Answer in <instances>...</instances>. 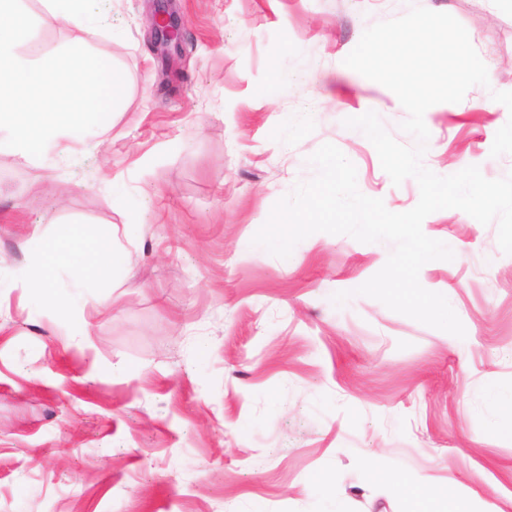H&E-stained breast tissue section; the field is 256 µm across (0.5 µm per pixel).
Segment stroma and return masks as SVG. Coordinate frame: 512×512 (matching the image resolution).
I'll return each instance as SVG.
<instances>
[{
  "label": "stroma",
  "mask_w": 512,
  "mask_h": 512,
  "mask_svg": "<svg viewBox=\"0 0 512 512\" xmlns=\"http://www.w3.org/2000/svg\"><path fill=\"white\" fill-rule=\"evenodd\" d=\"M412 3L455 17L489 76L426 111L424 165L504 177L512 0H175L169 84L151 0H112V30L84 36L107 43L129 86L100 150L74 143L67 165L53 151L38 165L0 154V278L28 267L37 224L80 251L113 234L125 254L85 288L81 267L54 269L59 298L87 301L74 314L0 290V512H457L463 498L512 512V434L499 428L512 255L496 224L459 209L422 223L455 257L419 281L447 297L462 339L357 295L389 242L318 232L286 259L251 243L314 177L308 159L325 143L355 165L362 194L395 213L417 204L416 180L393 185L343 124L372 110L414 145L397 96L344 63L368 26ZM372 461L452 493L389 494L369 482Z\"/></svg>",
  "instance_id": "1"
}]
</instances>
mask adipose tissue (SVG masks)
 I'll return each instance as SVG.
<instances>
[{"label":"adipose tissue","mask_w":512,"mask_h":512,"mask_svg":"<svg viewBox=\"0 0 512 512\" xmlns=\"http://www.w3.org/2000/svg\"><path fill=\"white\" fill-rule=\"evenodd\" d=\"M39 16H30L20 0H0V153L28 162L64 142L78 141L110 125L123 101L125 80L107 47L85 49L84 33L112 24V0H41ZM69 30L73 48L52 64L36 57L41 27ZM28 53H20V46ZM36 249L29 286L49 299L53 284L46 261L68 264L72 252L59 238L33 228Z\"/></svg>","instance_id":"1"}]
</instances>
